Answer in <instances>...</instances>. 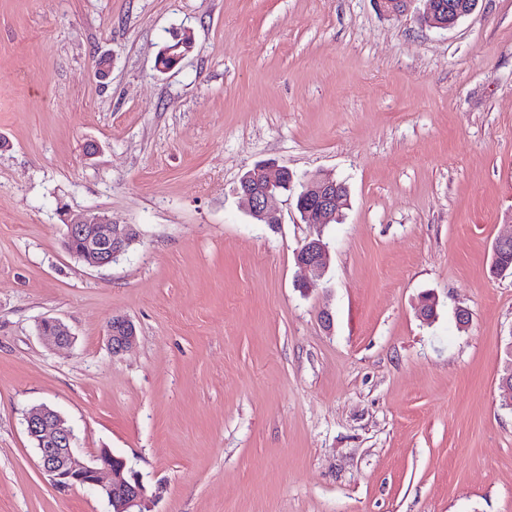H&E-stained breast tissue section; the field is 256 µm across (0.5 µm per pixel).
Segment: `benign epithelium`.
<instances>
[{
  "mask_svg": "<svg viewBox=\"0 0 512 512\" xmlns=\"http://www.w3.org/2000/svg\"><path fill=\"white\" fill-rule=\"evenodd\" d=\"M414 0H377L380 10L388 17L401 16ZM421 21L431 27L448 29L460 18L470 14L478 0H465L450 9L441 0H423ZM176 46L163 47L161 55H173L181 61L191 48V38L176 35ZM252 172L263 183L256 189L246 183L238 190L240 203L255 221L261 224H277L279 218L270 206L275 195L273 186L291 173L286 167L258 164ZM308 183L316 185V195L309 202L298 204L308 224L323 226L336 219L346 195L339 183L329 174L315 175ZM66 233L65 247L79 261L89 267H107L136 241L137 231L132 225L108 224L93 214L71 216L63 214ZM300 270L316 278L325 276L330 264L329 245L322 235L306 239L294 252ZM40 334L58 346L71 343L69 328L56 319H45L39 324ZM107 338L114 353L128 349L135 341L136 330L132 322L116 316L107 325ZM28 435L37 444L44 472L59 492H67L77 486L97 487L106 496L112 512H131L134 506L145 501L146 488L140 476L127 467L126 460L108 448L100 449L89 459L75 448V435L66 420L55 410L43 405L26 417Z\"/></svg>",
  "mask_w": 512,
  "mask_h": 512,
  "instance_id": "benign-epithelium-1",
  "label": "benign epithelium"
}]
</instances>
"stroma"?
<instances>
[{"label":"stroma","mask_w":512,"mask_h":512,"mask_svg":"<svg viewBox=\"0 0 512 512\" xmlns=\"http://www.w3.org/2000/svg\"><path fill=\"white\" fill-rule=\"evenodd\" d=\"M422 9L0 0V512H109L42 470V404L84 456H123L151 512H512V277L490 271L512 234V0L446 30ZM263 161L343 180L339 219L307 224L283 192L279 223L254 221L236 188ZM64 207L138 239L84 266ZM317 235L330 266L303 292ZM116 316L137 329L120 354ZM294 259L301 271L323 278L330 264L329 245L320 235L308 238L295 250ZM106 335L113 353H120L128 349L135 341L136 330L132 322L123 317L116 316L107 325ZM39 331L42 336L52 340L55 345L67 346L71 343L69 328L56 319H45L39 324Z\"/></svg>","instance_id":"35a3bbf8"}]
</instances>
